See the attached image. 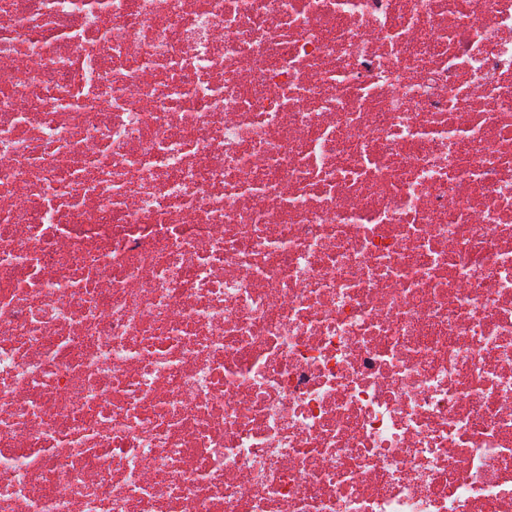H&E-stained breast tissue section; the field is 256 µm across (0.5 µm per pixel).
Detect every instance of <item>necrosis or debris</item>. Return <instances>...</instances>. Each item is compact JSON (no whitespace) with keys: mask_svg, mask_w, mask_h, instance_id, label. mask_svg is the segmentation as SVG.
<instances>
[{"mask_svg":"<svg viewBox=\"0 0 512 512\" xmlns=\"http://www.w3.org/2000/svg\"><path fill=\"white\" fill-rule=\"evenodd\" d=\"M0 512H512V0H0Z\"/></svg>","mask_w":512,"mask_h":512,"instance_id":"4bbe7bcc","label":"necrosis or debris"}]
</instances>
